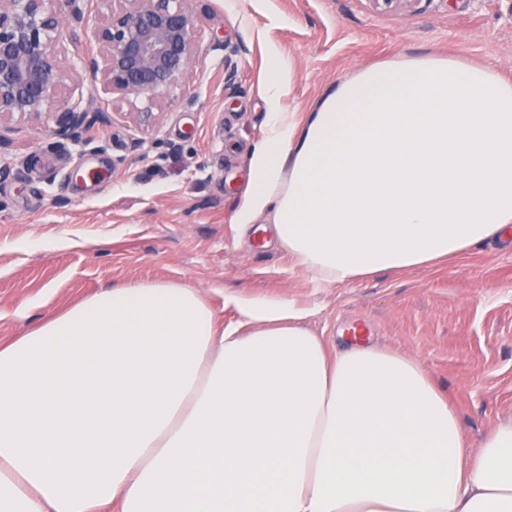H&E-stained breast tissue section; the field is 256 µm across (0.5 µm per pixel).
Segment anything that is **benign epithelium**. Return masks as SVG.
Wrapping results in <instances>:
<instances>
[{"label":"benign epithelium","instance_id":"benign-epithelium-1","mask_svg":"<svg viewBox=\"0 0 512 512\" xmlns=\"http://www.w3.org/2000/svg\"><path fill=\"white\" fill-rule=\"evenodd\" d=\"M49 0H0V120L51 116L56 134L77 138L93 119L79 102L56 99L63 69L55 45L58 20ZM190 0H113L108 23L94 30L96 55L84 61L104 88L123 95L144 128L159 123L170 93L196 61Z\"/></svg>","mask_w":512,"mask_h":512}]
</instances>
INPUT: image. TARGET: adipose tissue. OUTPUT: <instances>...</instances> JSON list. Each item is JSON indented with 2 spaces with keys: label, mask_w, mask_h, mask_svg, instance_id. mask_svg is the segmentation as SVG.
I'll list each match as a JSON object with an SVG mask.
<instances>
[{
  "label": "adipose tissue",
  "mask_w": 512,
  "mask_h": 512,
  "mask_svg": "<svg viewBox=\"0 0 512 512\" xmlns=\"http://www.w3.org/2000/svg\"><path fill=\"white\" fill-rule=\"evenodd\" d=\"M250 223L314 277L512 236V81L433 55L269 112ZM236 323L187 283L106 288L0 343V512H512V421L467 448L418 359L330 352L285 299Z\"/></svg>",
  "instance_id": "obj_1"
}]
</instances>
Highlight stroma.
<instances>
[{"label":"stroma","instance_id":"stroma-1","mask_svg":"<svg viewBox=\"0 0 512 512\" xmlns=\"http://www.w3.org/2000/svg\"><path fill=\"white\" fill-rule=\"evenodd\" d=\"M64 17L60 98L103 110L67 140L49 117L0 123V341L23 334L99 290L186 282L219 321L238 300L288 299L311 309L332 348L354 329L422 361L457 411L470 447L512 419V245L487 242L452 263L324 284L275 240L267 216L244 225L254 151L266 135L265 86L291 79L282 112H306L356 72L434 55L512 80V0H190L199 53L190 78L144 129L130 105L83 70L108 0ZM234 48L225 84L222 51ZM194 98L185 106V98Z\"/></svg>","mask_w":512,"mask_h":512}]
</instances>
